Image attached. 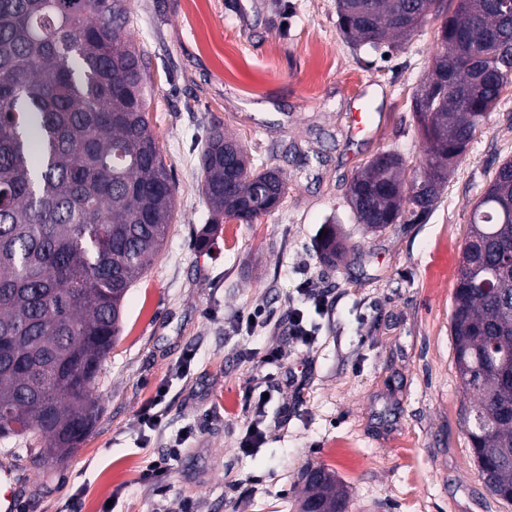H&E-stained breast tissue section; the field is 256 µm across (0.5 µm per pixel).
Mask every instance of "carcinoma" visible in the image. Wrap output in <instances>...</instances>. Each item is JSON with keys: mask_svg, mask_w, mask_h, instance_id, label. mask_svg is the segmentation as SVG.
<instances>
[{"mask_svg": "<svg viewBox=\"0 0 512 512\" xmlns=\"http://www.w3.org/2000/svg\"><path fill=\"white\" fill-rule=\"evenodd\" d=\"M444 17L441 49L414 106L423 158L375 155L348 188L378 232L424 219L448 165L512 84V14L495 0H337L346 40L377 50L410 38L412 20ZM128 0H0V441L38 469L63 462L102 413L92 396L116 343L128 289L159 255L175 187L150 127L151 75L127 40ZM200 189L215 218L251 224L288 187L253 166L217 126L201 155ZM319 246L335 262L336 231ZM455 361L474 400L466 432L487 489L512 502V159L470 215L453 294ZM345 512L336 474L305 477L298 512Z\"/></svg>", "mask_w": 512, "mask_h": 512, "instance_id": "cac0c4a2", "label": "carcinoma"}]
</instances>
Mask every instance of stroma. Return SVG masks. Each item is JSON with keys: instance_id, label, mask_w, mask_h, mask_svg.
Returning a JSON list of instances; mask_svg holds the SVG:
<instances>
[{"instance_id": "stroma-1", "label": "stroma", "mask_w": 512, "mask_h": 512, "mask_svg": "<svg viewBox=\"0 0 512 512\" xmlns=\"http://www.w3.org/2000/svg\"><path fill=\"white\" fill-rule=\"evenodd\" d=\"M129 3L130 39L150 61L149 123L176 182L174 216L125 297L92 433L43 472L24 450L0 455L17 477V512H99L116 488L114 512H182L188 502L195 512H295L304 473L321 465L335 471L347 512H512L479 476L450 331L471 211L512 158V87L425 221L372 232L355 222L348 186L378 153L397 151L410 166L422 158L413 97L440 47V19L384 56L345 41L336 0ZM362 107L372 123L355 136ZM213 123L288 183L254 223H213L198 188ZM327 223L346 248L332 267L316 248ZM309 277L326 292L327 313L304 303ZM257 308L274 324L241 325ZM295 308L319 326L310 348L286 333ZM273 348L302 371L301 388L260 371ZM257 384L270 395L273 428L248 455L238 442L244 395ZM155 402L163 423L151 431L139 417ZM185 428L193 435L156 493L141 472L168 458L169 439Z\"/></svg>"}]
</instances>
